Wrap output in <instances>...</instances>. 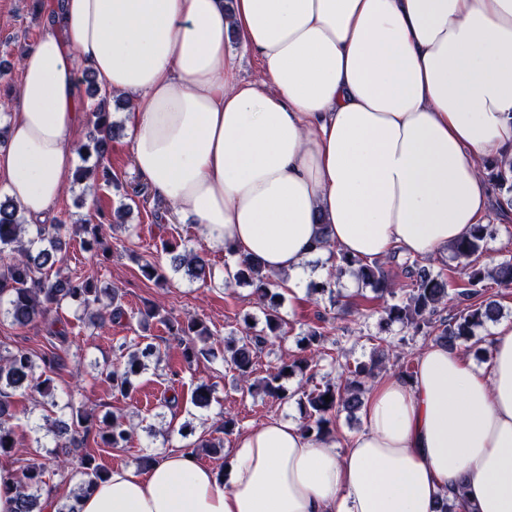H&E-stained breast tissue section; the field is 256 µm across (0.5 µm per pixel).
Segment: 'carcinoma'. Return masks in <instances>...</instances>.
<instances>
[{"instance_id":"1","label":"carcinoma","mask_w":512,"mask_h":512,"mask_svg":"<svg viewBox=\"0 0 512 512\" xmlns=\"http://www.w3.org/2000/svg\"><path fill=\"white\" fill-rule=\"evenodd\" d=\"M91 105L94 117L93 128L86 136L78 151L88 158H95L94 164L81 166L74 172L73 182L93 180L109 186L114 181L112 167L104 162L113 135V122L106 111L108 98L95 89ZM482 173L493 180L501 189L512 192V168L483 166ZM131 207L123 204L113 211L99 205L96 207L97 221L94 224L67 225L58 220L50 224H37L35 229L20 223L17 206L9 199L0 200V314L11 318L12 323L26 326L44 320L63 305L91 313L89 325L95 329L106 320L119 322L125 316L122 295L117 289L99 287L89 277L66 270V242L63 232L72 231L82 237L83 245L89 250L107 252L105 232L120 223ZM490 234L489 225L479 224L469 237L451 246L454 256L467 259L483 249V243ZM162 251L170 255L174 272H184L188 277L207 283L211 279L208 261L191 250H180V244L170 240L162 241ZM339 263L354 268L357 279L372 288L380 299L390 298L391 303L383 310L381 323L389 325L398 322L404 327L433 338L437 343L453 346L460 339L474 336V330L488 322L499 319L500 305L484 296L486 281L509 288L512 286V261L506 260L488 268H470L465 272L466 281L456 287L448 281L443 272L434 273L420 265L417 259L406 258L401 264L404 280L400 281L386 273L376 262L364 263L346 256L338 257ZM143 277L148 280L166 278L162 266L157 262L142 261L139 265ZM227 279L253 287V294L263 304L264 326L255 331L247 327L241 336L224 345V362L231 366L237 380L246 381L253 375L255 358L264 346L282 334L283 319L280 316L281 295L276 291L277 282L263 272L255 260L237 259L227 267ZM457 302V312L446 317L441 315L442 306L448 301ZM139 323L147 328L155 320L163 324L170 335L180 341L182 361L191 363L195 359L211 357L214 351L205 347L212 337L209 326L200 318L188 317L182 320L159 313L153 307L138 311ZM324 334L318 329L309 330L300 340L303 350L309 356L299 360H284L275 370L258 381V386L268 396H284L282 381L292 375H305L315 367L314 356L319 352ZM157 348L146 337L132 341L127 346L124 363L110 368L106 380L112 391L123 397L135 388V381L145 370V359L156 354ZM392 347L384 340L375 344L371 359L355 364L346 363L339 382H327L299 394L298 405L302 414L301 429L307 436L318 439L334 432L337 416L343 412H354L361 408L362 398L368 381L375 377V370L389 358ZM60 355H34L26 350L0 351V455H7L17 447L19 441L13 420L16 413L12 408V392L21 390L50 399V406L58 403L54 397V373ZM330 397L327 402L324 397ZM211 387L201 382L191 392V405L200 410L212 404ZM64 408L70 410L66 420L44 416L43 420L53 434V449L50 458L63 466L69 464L81 446L82 438L95 434L104 448H124L132 438L134 427L121 416L93 418L82 408L67 402ZM81 482L72 499L57 506L56 512H77L75 501L95 484L106 480L109 471L84 455L79 460ZM45 466L33 463L21 472L12 486L16 508L14 512H42L40 491L45 485Z\"/></svg>"}]
</instances>
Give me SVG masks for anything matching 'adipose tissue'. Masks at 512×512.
Here are the masks:
<instances>
[{
  "instance_id": "adipose-tissue-1",
  "label": "adipose tissue",
  "mask_w": 512,
  "mask_h": 512,
  "mask_svg": "<svg viewBox=\"0 0 512 512\" xmlns=\"http://www.w3.org/2000/svg\"><path fill=\"white\" fill-rule=\"evenodd\" d=\"M238 41L264 79H238ZM127 99L131 159L214 247L284 274L336 248L430 257L487 223L512 164V0H59L4 111L0 188L48 223L73 179L80 67ZM479 368L429 344L375 380L337 451L279 418L222 471L117 467L78 512H512V323Z\"/></svg>"
}]
</instances>
